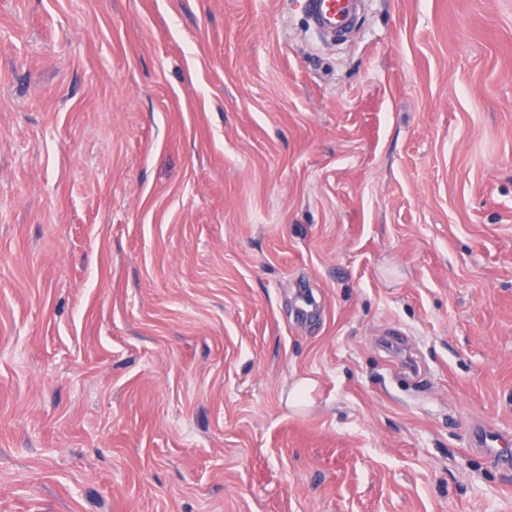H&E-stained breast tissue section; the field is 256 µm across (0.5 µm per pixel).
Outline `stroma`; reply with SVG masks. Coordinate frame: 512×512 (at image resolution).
I'll use <instances>...</instances> for the list:
<instances>
[{
	"label": "stroma",
	"instance_id": "obj_1",
	"mask_svg": "<svg viewBox=\"0 0 512 512\" xmlns=\"http://www.w3.org/2000/svg\"><path fill=\"white\" fill-rule=\"evenodd\" d=\"M479 426L512 0H0V512H512ZM307 8L320 31L349 28L354 21L357 5L362 0H307ZM319 382L311 376H302L295 379L290 393H288V406H297L298 399L311 405L316 402Z\"/></svg>",
	"mask_w": 512,
	"mask_h": 512
}]
</instances>
